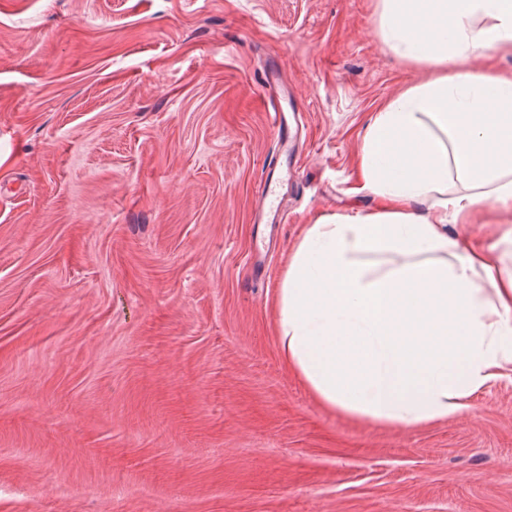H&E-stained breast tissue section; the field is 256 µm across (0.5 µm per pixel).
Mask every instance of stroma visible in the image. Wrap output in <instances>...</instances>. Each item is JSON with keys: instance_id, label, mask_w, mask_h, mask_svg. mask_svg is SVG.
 I'll return each mask as SVG.
<instances>
[{"instance_id": "1", "label": "stroma", "mask_w": 512, "mask_h": 512, "mask_svg": "<svg viewBox=\"0 0 512 512\" xmlns=\"http://www.w3.org/2000/svg\"><path fill=\"white\" fill-rule=\"evenodd\" d=\"M377 16L0 0V512H512L511 373L403 431L320 404L273 332L303 226L375 205L371 112L433 74ZM275 97L297 175L270 228Z\"/></svg>"}]
</instances>
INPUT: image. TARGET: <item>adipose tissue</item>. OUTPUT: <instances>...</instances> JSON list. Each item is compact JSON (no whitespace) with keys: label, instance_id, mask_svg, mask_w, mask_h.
I'll use <instances>...</instances> for the list:
<instances>
[{"label":"adipose tissue","instance_id":"adipose-tissue-1","mask_svg":"<svg viewBox=\"0 0 512 512\" xmlns=\"http://www.w3.org/2000/svg\"><path fill=\"white\" fill-rule=\"evenodd\" d=\"M377 31L428 82L371 114L355 163L366 213L307 225L276 302L280 354L330 409L403 430L457 417L512 370V76L471 59L512 48V0H379Z\"/></svg>","mask_w":512,"mask_h":512}]
</instances>
